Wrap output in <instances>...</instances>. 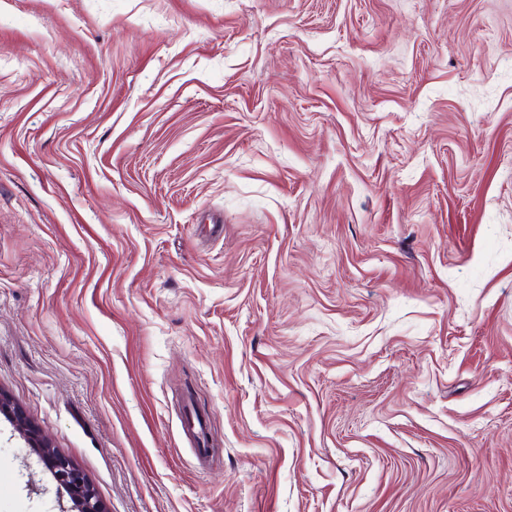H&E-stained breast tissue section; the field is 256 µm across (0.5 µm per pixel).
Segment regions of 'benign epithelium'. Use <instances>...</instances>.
I'll return each instance as SVG.
<instances>
[{"mask_svg":"<svg viewBox=\"0 0 512 512\" xmlns=\"http://www.w3.org/2000/svg\"><path fill=\"white\" fill-rule=\"evenodd\" d=\"M2 414L10 418L28 447L35 451L57 484L66 490L72 503L70 512H105L93 488L72 468L65 457L53 450L41 431L28 423L21 410L0 391V415Z\"/></svg>","mask_w":512,"mask_h":512,"instance_id":"1","label":"benign epithelium"}]
</instances>
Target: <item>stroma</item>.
<instances>
[{
  "mask_svg": "<svg viewBox=\"0 0 512 512\" xmlns=\"http://www.w3.org/2000/svg\"><path fill=\"white\" fill-rule=\"evenodd\" d=\"M0 391L106 512H512V0H0Z\"/></svg>",
  "mask_w": 512,
  "mask_h": 512,
  "instance_id": "obj_1",
  "label": "stroma"
}]
</instances>
